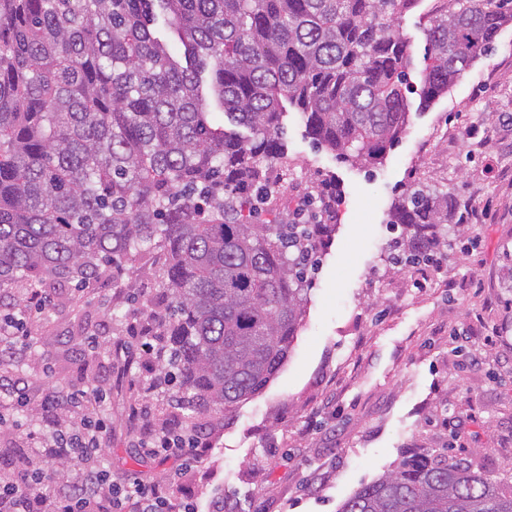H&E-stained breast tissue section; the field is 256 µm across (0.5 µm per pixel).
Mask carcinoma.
I'll use <instances>...</instances> for the list:
<instances>
[{"label": "carcinoma", "mask_w": 512, "mask_h": 512, "mask_svg": "<svg viewBox=\"0 0 512 512\" xmlns=\"http://www.w3.org/2000/svg\"><path fill=\"white\" fill-rule=\"evenodd\" d=\"M414 2L0 0V288L61 298L160 252L176 406L190 420L233 411L286 361L327 233L261 219L269 165L288 164V108L317 147L381 163L408 123L410 46L394 19ZM511 23L512 0H448L420 101L448 94ZM450 211L427 188L398 199L396 259L427 261ZM338 512H512V487L411 455Z\"/></svg>", "instance_id": "obj_1"}]
</instances>
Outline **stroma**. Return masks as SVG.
Wrapping results in <instances>:
<instances>
[{"label":"stroma","instance_id":"obj_1","mask_svg":"<svg viewBox=\"0 0 512 512\" xmlns=\"http://www.w3.org/2000/svg\"><path fill=\"white\" fill-rule=\"evenodd\" d=\"M442 7L416 0L396 16L411 45L412 84ZM409 100L405 134L372 168L314 147L300 114L289 112L290 171L274 203L291 211L336 187L333 227L287 360L231 414L202 418L203 463L186 470L136 448V411L157 367L126 339L135 320L166 303L155 255L137 259L132 288L106 276L30 320L37 343L7 370L25 374L34 394L88 391L107 378L101 464L117 479L160 483L182 471L177 512L221 502L231 512H338L361 485L420 453H447L512 486V25L448 95L427 107L418 94ZM479 116L493 128L481 147L461 136ZM420 186L488 207L466 231L443 225L437 274L392 258L391 205Z\"/></svg>","mask_w":512,"mask_h":512}]
</instances>
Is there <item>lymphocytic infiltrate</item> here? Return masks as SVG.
<instances>
[{
	"label": "lymphocytic infiltrate",
	"instance_id": "f902f5d3",
	"mask_svg": "<svg viewBox=\"0 0 512 512\" xmlns=\"http://www.w3.org/2000/svg\"><path fill=\"white\" fill-rule=\"evenodd\" d=\"M45 303L39 289H31L23 306L0 309V354L15 355L29 344L18 330L30 314L42 313ZM101 389L66 392L47 390L38 397L40 431L35 436L40 466L26 470H0V512H168L166 489L157 482H128L112 477L99 463L106 418L88 410L89 402H102ZM138 446L154 457L175 456L184 463L201 462L208 444L195 428L164 427L152 421L150 402H142ZM78 458L81 466L57 494L44 492L43 464Z\"/></svg>",
	"mask_w": 512,
	"mask_h": 512
}]
</instances>
